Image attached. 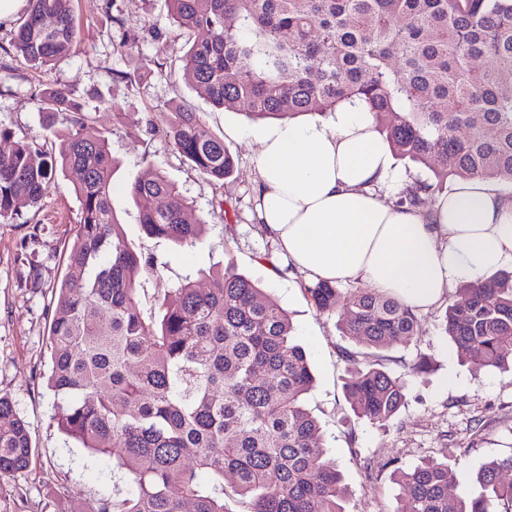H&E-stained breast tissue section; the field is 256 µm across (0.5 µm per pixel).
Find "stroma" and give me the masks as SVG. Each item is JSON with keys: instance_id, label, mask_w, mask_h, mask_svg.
Listing matches in <instances>:
<instances>
[{"instance_id": "35a3bbf8", "label": "stroma", "mask_w": 512, "mask_h": 512, "mask_svg": "<svg viewBox=\"0 0 512 512\" xmlns=\"http://www.w3.org/2000/svg\"><path fill=\"white\" fill-rule=\"evenodd\" d=\"M81 30L71 55L54 66L33 69L10 54V32L20 14L0 20V125L40 134L35 90L65 86L94 103L90 116L105 132L119 166L112 201L129 240L167 265L163 279H141V306L150 309L167 289L201 269L234 261L240 273L259 283L292 317L294 340L306 350L315 381L306 396L321 422L326 446L342 473L346 512H404L406 495L394 467L412 468L425 457L448 458L460 480L486 462L512 455V371L473 375L441 330L444 306L421 312L410 346L383 353L386 367L403 371L416 353L429 359L427 374L410 379L406 403L388 426L353 416L343 395L350 341L335 317L307 298V278L287 265L262 260L276 244L254 218L257 204L256 142L265 122L239 111L210 108L179 77V43L171 38L166 0H74ZM127 51L114 50L120 38ZM160 71L144 75L145 60ZM191 104L206 113L210 128L223 137L237 171L217 187L195 171L165 140L168 108ZM150 169L161 170L192 201L206 226L192 248H176L147 238L126 188ZM232 201L240 219L226 231L217 199ZM78 202L71 183L56 177L39 207L0 224V395L8 396L28 422L34 456L30 466L0 481V512H79L111 497L117 476L111 458L89 455L67 440L55 420L45 387L50 359L49 302L66 271Z\"/></svg>"}]
</instances>
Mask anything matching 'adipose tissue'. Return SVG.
Segmentation results:
<instances>
[{
	"mask_svg": "<svg viewBox=\"0 0 512 512\" xmlns=\"http://www.w3.org/2000/svg\"><path fill=\"white\" fill-rule=\"evenodd\" d=\"M257 213L292 269L316 281H361L424 311L454 282L512 260V200L474 180L426 209L374 194L399 188L391 149L361 102L284 122L257 139Z\"/></svg>",
	"mask_w": 512,
	"mask_h": 512,
	"instance_id": "1",
	"label": "adipose tissue"
}]
</instances>
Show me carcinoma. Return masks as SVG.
Masks as SVG:
<instances>
[{
	"label": "carcinoma",
	"mask_w": 512,
	"mask_h": 512,
	"mask_svg": "<svg viewBox=\"0 0 512 512\" xmlns=\"http://www.w3.org/2000/svg\"><path fill=\"white\" fill-rule=\"evenodd\" d=\"M173 38L185 39L179 74L209 104L247 108L253 120L293 119L366 105L393 155L426 173L397 200L431 206L448 185L472 179L512 186V0H167ZM73 0H26L10 46L32 68L54 65L78 43ZM33 100L58 152L34 137L0 152V224L36 207L61 174L71 178L77 224L67 272L52 301L47 388L58 425L122 477L112 499L84 512H345L341 474L304 395L314 378L293 340L288 313L233 261L186 278L146 316L139 280L161 277L154 258L127 240L111 201L116 162L107 138L71 91L52 86ZM66 125L57 128V118ZM172 148L218 184L234 158L187 104L171 107ZM127 193L151 238L192 247L205 222L166 176L152 170ZM164 198V206L156 200ZM304 290L342 335L361 347L344 396L353 414L382 426L405 405L407 378L429 369L418 353L396 375L377 352L408 346L418 315L398 298L320 281ZM442 329L479 374L512 369V269L460 289ZM27 422L0 396V482L27 468ZM512 455L470 481L477 496L448 495L456 470L424 458L395 468L406 512H512Z\"/></svg>",
	"instance_id": "carcinoma-1"
}]
</instances>
